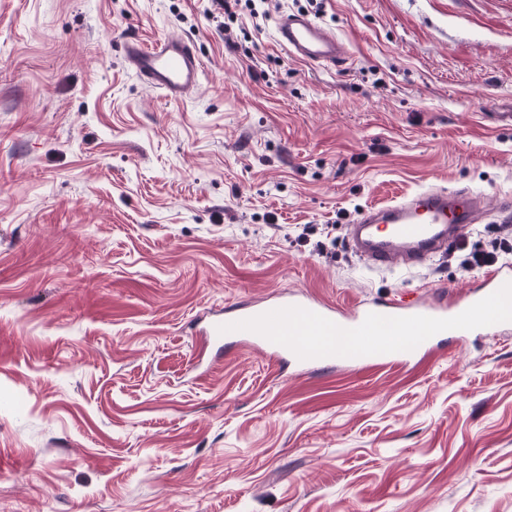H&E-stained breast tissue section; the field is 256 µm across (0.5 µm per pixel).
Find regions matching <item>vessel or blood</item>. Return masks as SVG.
<instances>
[{
	"mask_svg": "<svg viewBox=\"0 0 512 512\" xmlns=\"http://www.w3.org/2000/svg\"><path fill=\"white\" fill-rule=\"evenodd\" d=\"M279 44L307 63L341 65L344 43L315 21L283 16ZM127 61L148 86L181 100L198 86L202 62L194 46L168 38L151 46L131 43ZM480 219L479 198L463 191L421 190L402 201L362 210L351 237L354 251L372 267L418 265L455 244L456 228ZM512 307V268L491 271L481 292L469 293L447 309L388 298L349 314L306 295L283 294L253 308L215 315L203 330L213 344L243 342L292 359L300 368L342 365H406L429 352L439 336H463L493 326L492 307ZM353 337L344 345V337Z\"/></svg>",
	"mask_w": 512,
	"mask_h": 512,
	"instance_id": "vessel-or-blood-1",
	"label": "vessel or blood"
}]
</instances>
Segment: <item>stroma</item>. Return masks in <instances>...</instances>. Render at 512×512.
I'll return each mask as SVG.
<instances>
[{"mask_svg":"<svg viewBox=\"0 0 512 512\" xmlns=\"http://www.w3.org/2000/svg\"><path fill=\"white\" fill-rule=\"evenodd\" d=\"M236 15L229 29L225 6ZM0 0V512H512V325L404 367L302 373L202 334L302 292L450 305L512 240V0ZM303 13L341 68L280 47ZM203 62L174 102L125 46ZM483 193L413 268L349 245L360 211Z\"/></svg>","mask_w":512,"mask_h":512,"instance_id":"obj_1","label":"stroma"}]
</instances>
